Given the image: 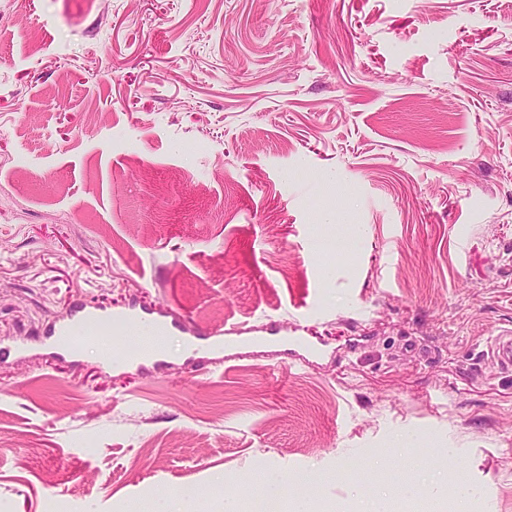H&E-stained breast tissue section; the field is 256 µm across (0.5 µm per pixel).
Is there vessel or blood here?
I'll use <instances>...</instances> for the list:
<instances>
[{
  "instance_id": "vessel-or-blood-1",
  "label": "vessel or blood",
  "mask_w": 512,
  "mask_h": 512,
  "mask_svg": "<svg viewBox=\"0 0 512 512\" xmlns=\"http://www.w3.org/2000/svg\"><path fill=\"white\" fill-rule=\"evenodd\" d=\"M177 328L175 320L150 318L133 307L104 315L77 306L52 323L45 336L49 346L60 355L71 353L70 338L79 334L84 338V346H91L101 340L105 345L113 347L114 351L125 354L129 360L148 361L161 355V338ZM489 354L501 369L512 370L511 330L494 338Z\"/></svg>"
}]
</instances>
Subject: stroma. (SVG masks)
Returning a JSON list of instances; mask_svg holds the SVG:
<instances>
[{"mask_svg": "<svg viewBox=\"0 0 512 512\" xmlns=\"http://www.w3.org/2000/svg\"><path fill=\"white\" fill-rule=\"evenodd\" d=\"M79 304L224 345L43 349ZM510 329L512 0H0V512H512ZM488 354L501 369L506 371L512 370V331H505L496 336L489 348Z\"/></svg>", "mask_w": 512, "mask_h": 512, "instance_id": "stroma-1", "label": "stroma"}]
</instances>
